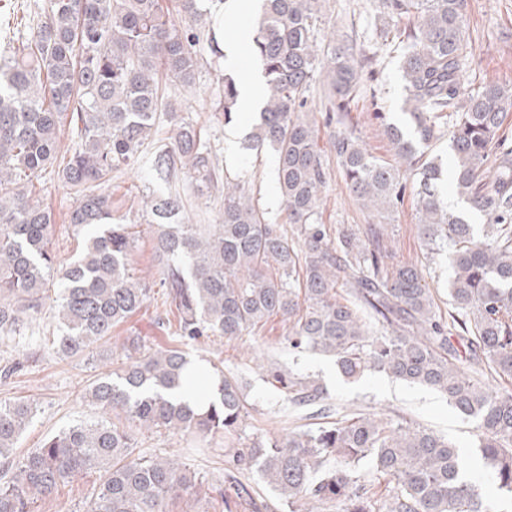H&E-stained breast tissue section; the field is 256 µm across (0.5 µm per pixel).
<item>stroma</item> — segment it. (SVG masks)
<instances>
[{"label": "stroma", "instance_id": "35a3bbf8", "mask_svg": "<svg viewBox=\"0 0 512 512\" xmlns=\"http://www.w3.org/2000/svg\"><path fill=\"white\" fill-rule=\"evenodd\" d=\"M218 41H227L242 19H255L258 0H206ZM466 38L468 55L463 69L464 84L473 88L486 81L512 80V0H467ZM389 24L380 0H324L322 26L325 33L345 40L359 64L360 81L348 106L344 124L326 123L329 102L323 79H316L308 93V105L317 121L318 146L327 168L320 218L330 228L351 224L366 227L372 215L350 196L343 179L339 159L333 148L337 133L356 137L374 155L394 162L385 124H404L406 92L399 71L397 54L387 49L381 33ZM254 56L237 65L204 56L192 87L175 88L170 98L180 116L198 124L215 155L220 173L247 181L253 188L268 223H283L285 212L276 182V159L272 151L255 153L244 144L228 146L227 125L213 114L214 93L219 77L229 74L242 78L246 71L260 69ZM170 134L168 121H161L155 134L144 145L138 166L113 173L112 209L119 223L129 225L134 237L131 271L135 277L153 283L150 300L126 322L112 331L111 343L93 352L62 358L45 345L54 323L51 309L31 318L20 335L0 341V360L23 359L25 365L9 378H0V401L33 398L39 411L23 433L17 451L26 453L40 447L46 436L78 420H96L100 410L90 405L86 393L102 373L120 369L125 360L113 354V344L125 337H142L146 347L180 348L189 359L201 364L215 363L224 372L236 375L249 404L243 423L245 437L281 434L289 428L309 423L307 414L290 415L283 391L260 379L257 362H274L282 368L317 381L327 392L332 408L361 409L391 417H403L421 426L448 435L460 452L474 463L473 476L490 512H499L500 492L493 475L486 470L476 451L478 438L472 422L462 419L436 391L392 380L386 374L370 372L357 381H345L332 360L315 354L295 356L288 352L284 338L287 326L273 317L250 335L238 340L216 337L195 342L181 341L175 334L177 318L169 309L158 283L160 271L153 261L156 227L142 204L143 196L165 191L156 180L152 161L160 145ZM185 208L188 224L217 223L224 210V195H198L187 173L174 182ZM35 195L54 215L52 247L58 257L75 254L77 242L65 217L73 204V191L54 173H46L37 183ZM419 213L414 191H406L402 203L385 221V243L397 258L416 264L423 272L440 309L448 307V264L444 256L431 253L417 234ZM137 448L147 455H179L188 468L205 476L208 491L200 500L169 501L167 512H244L236 505V485L224 476V450L227 443L212 441L208 453H200L181 436L165 431H135ZM101 481L99 471L90 470L62 485L50 497L37 499L33 512H84L85 504Z\"/></svg>", "mask_w": 512, "mask_h": 512}]
</instances>
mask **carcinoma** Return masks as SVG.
<instances>
[{
    "label": "carcinoma",
    "mask_w": 512,
    "mask_h": 512,
    "mask_svg": "<svg viewBox=\"0 0 512 512\" xmlns=\"http://www.w3.org/2000/svg\"><path fill=\"white\" fill-rule=\"evenodd\" d=\"M194 32L169 20L164 0H48L28 15L30 34L8 37L0 53V336L16 335L54 291L59 333L54 353L74 357L112 338V328L136 314L153 285L133 278V238L112 223V173L134 165L166 115L169 142L153 171L170 183L186 169L199 195L218 188L216 167L201 131L178 118L172 88L194 84L200 42L222 58L207 29L202 0H177ZM387 14L408 20L383 30L400 51L411 131L389 123L385 132L399 163L414 172L419 238L445 255L448 314H442L422 271L393 261L384 226L320 222L327 182L307 109L316 76L343 123L360 72L350 47L323 45L320 0H265L252 51L261 61L266 93L247 149L276 155L277 187L286 223L268 224L248 182L224 176L218 224H184L180 193L143 200L158 231L154 258L177 336L236 340L272 316L288 324V351L335 360L355 380L383 372L442 394L475 422L479 451L512 508V389L491 388V372L512 379V149L491 154L504 116L512 112V82L470 90L466 0H383ZM213 111L230 124L239 112L236 80L225 75ZM71 131L69 159L57 177L75 190L67 221L82 239L77 256L61 260L51 247L52 212L32 196L33 181L55 163L63 128ZM448 135L457 197L489 218L483 229L444 205L439 164L425 159ZM334 148L349 192L377 218L403 201L400 170L348 136ZM348 297H336V285ZM122 349L120 371L96 379L91 405L125 418L129 427L80 422L50 435L22 457L20 436L38 412L34 399L0 401V512H31L38 497L97 469L102 482L86 512H166L168 501L197 498L205 479L176 456L136 452L131 427L165 430L205 448L238 435L248 403L237 377L220 375L217 395L202 407L176 396L192 376L178 349L150 351L138 336ZM299 408L322 404L323 388L291 372L259 365ZM226 477L248 472L270 487L288 512H488L456 443L405 419L336 412L315 427L256 437L227 452Z\"/></svg>",
    "instance_id": "carcinoma-1"
}]
</instances>
